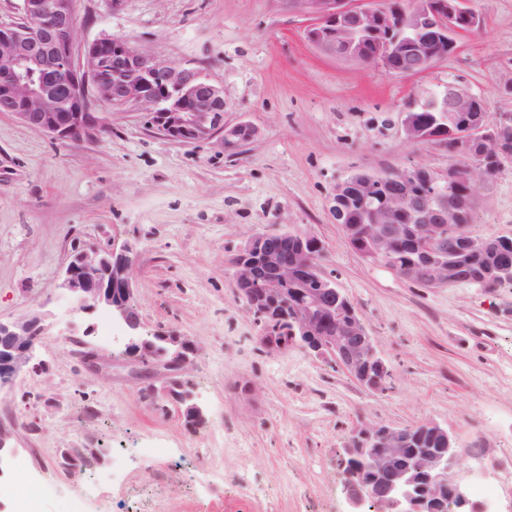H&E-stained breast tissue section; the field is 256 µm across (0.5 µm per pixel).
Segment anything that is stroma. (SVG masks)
<instances>
[{
    "instance_id": "obj_1",
    "label": "stroma",
    "mask_w": 512,
    "mask_h": 512,
    "mask_svg": "<svg viewBox=\"0 0 512 512\" xmlns=\"http://www.w3.org/2000/svg\"><path fill=\"white\" fill-rule=\"evenodd\" d=\"M482 19L428 71L406 76L322 53L286 0H76L74 38L110 34L224 89V120L258 130L233 149L182 143L132 105L103 109L100 142L66 145L0 112V319L37 310L43 371L0 391L15 453L0 512H344L337 454L356 426L448 427L457 475L482 472L512 504V287L424 288L366 262L331 211L361 172L462 159L407 140L416 103L455 84L512 114V0H468ZM294 230L324 246L335 280L391 366L374 391L302 347L268 351L234 288L232 257L255 232ZM473 234H512V161L477 188ZM135 248L141 331L197 353L185 376L205 421L145 398L130 340L105 312L70 313L56 288L75 244ZM101 368L93 370L92 356ZM217 447L207 466L197 449ZM68 448L93 456L71 471ZM246 483H239V476Z\"/></svg>"
}]
</instances>
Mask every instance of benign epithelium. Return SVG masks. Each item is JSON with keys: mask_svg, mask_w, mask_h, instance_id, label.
I'll return each instance as SVG.
<instances>
[{"mask_svg": "<svg viewBox=\"0 0 512 512\" xmlns=\"http://www.w3.org/2000/svg\"><path fill=\"white\" fill-rule=\"evenodd\" d=\"M310 19L306 40L319 51L341 60L381 65L387 71L415 75L430 69L454 48V36L481 26V17L463 0H417L411 8L391 11L379 3L364 6L359 0H291ZM22 21L0 25V112H9L35 132L62 143L97 140L105 131L101 113L92 111L91 100L114 106L133 104L146 124L170 139L198 143L220 135L224 147L234 148L253 140L258 130L247 123H224L223 88L195 68L159 61L129 41L103 36L76 49L75 0H22ZM378 38L375 47L367 44ZM112 49V73L105 72L104 48ZM396 59L399 66L388 62ZM420 108L433 113L427 124L406 117L404 129L413 142L449 136L459 154H474L472 140L481 138V150L499 156L512 154V141L485 129L490 126L485 102L468 90L448 85L426 99ZM479 168L448 169L433 178L427 190L414 188L417 177L428 169L401 170L385 195L363 197L374 217L358 237L367 241L361 256L369 263L391 269L380 261L397 238L416 242V260L404 267L402 279L424 288H445L453 281L474 284L477 278L459 266L448 265L455 249L448 239V224L456 218L459 199L452 185L470 177L480 180ZM352 193L345 180L336 185L333 214L342 218V205ZM407 210L413 224H396L393 214ZM132 247L100 249L85 244L75 248L59 279L58 288L74 303L76 311L90 317L106 310L128 330L141 327L140 317L130 316L121 296L134 295V270L127 258ZM239 284L260 282L263 288L244 298L257 317L265 313L267 296L288 284H301L302 313L291 330L269 323L261 328L260 342L281 351L306 343L320 355L331 356L352 376L379 387L392 378L372 336L359 319L346 321L345 335L327 331L320 313L346 305V297L321 269L312 252V237L293 240L270 234L249 236L233 263ZM44 331L36 312L12 322L0 321V390L13 385L23 372L40 367L33 349ZM181 353L170 359L141 362L145 373L161 367L180 374L191 362L196 345L172 334ZM153 398L171 399L179 405L189 425L203 420L202 409L192 394L178 395L166 386L147 387ZM423 432L440 438L441 448H403L390 431L379 426L354 429L356 452L365 462L359 471L345 473L342 495L345 512H437L441 496L456 503L459 512H500L488 499L473 496L469 481L456 477L460 460L455 436L435 421L418 424ZM14 455L10 433L0 429V474Z\"/></svg>", "mask_w": 512, "mask_h": 512, "instance_id": "7a95c632", "label": "benign epithelium"}]
</instances>
